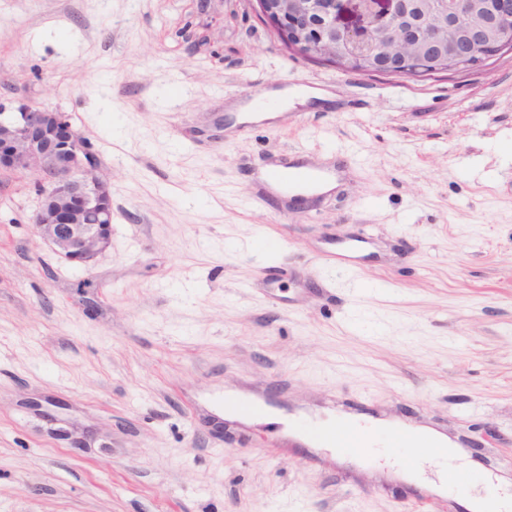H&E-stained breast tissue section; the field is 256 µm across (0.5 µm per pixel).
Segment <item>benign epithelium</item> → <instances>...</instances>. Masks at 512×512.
I'll return each instance as SVG.
<instances>
[{
  "label": "benign epithelium",
  "instance_id": "obj_1",
  "mask_svg": "<svg viewBox=\"0 0 512 512\" xmlns=\"http://www.w3.org/2000/svg\"><path fill=\"white\" fill-rule=\"evenodd\" d=\"M258 18L284 46L307 59L363 61L361 41L379 43L395 35L409 53H384L405 77L461 60L455 52L457 26L468 24L475 41L467 55L479 68L497 54L512 52V31L503 28L496 41L485 42L493 19L479 14L467 23L470 0H440L439 24L426 20L420 0H373L365 11L361 0H255ZM0 170L32 174L37 196L34 224L38 236L65 259L93 262L111 245L110 182L98 171L91 143L72 125L69 115L23 101L14 111L0 106Z\"/></svg>",
  "mask_w": 512,
  "mask_h": 512
}]
</instances>
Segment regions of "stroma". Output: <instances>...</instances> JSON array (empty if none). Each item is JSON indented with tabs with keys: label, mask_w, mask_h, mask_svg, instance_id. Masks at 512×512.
<instances>
[{
	"label": "stroma",
	"mask_w": 512,
	"mask_h": 512,
	"mask_svg": "<svg viewBox=\"0 0 512 512\" xmlns=\"http://www.w3.org/2000/svg\"><path fill=\"white\" fill-rule=\"evenodd\" d=\"M20 100L92 143L113 221L68 261L0 172V512H448L285 432L364 404L512 477V53L366 76L287 51L252 0H0V105ZM292 156L337 187L267 192Z\"/></svg>",
	"instance_id": "1"
}]
</instances>
